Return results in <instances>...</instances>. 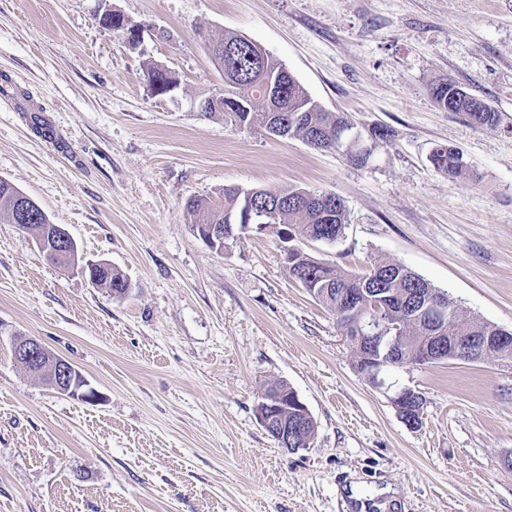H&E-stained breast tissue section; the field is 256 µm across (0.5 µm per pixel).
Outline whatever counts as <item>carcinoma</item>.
Here are the masks:
<instances>
[{
  "instance_id": "cac0c4a2",
  "label": "carcinoma",
  "mask_w": 512,
  "mask_h": 512,
  "mask_svg": "<svg viewBox=\"0 0 512 512\" xmlns=\"http://www.w3.org/2000/svg\"><path fill=\"white\" fill-rule=\"evenodd\" d=\"M212 48L223 49L224 53V97H206L202 114L213 116L224 115V120L238 126L267 127L270 117L275 112L288 121V137L299 139H318L320 148L328 149L336 140V129L348 117L324 111L312 101L293 76L278 67H269L272 56L258 44L234 33L224 35V38L213 43ZM273 82L278 88L277 95L267 100L254 96V88L264 81ZM432 98L443 110L458 112L466 116L469 123L481 127H495L500 117L495 111L486 112L480 109L484 100L476 95L472 101L456 97L454 84L441 81L432 87ZM433 166L446 174L450 179H466L476 176L469 162L456 158L453 148L438 146L433 150ZM19 190L12 184L0 180V222L13 223L12 214L15 209V198ZM260 198V207L278 206L279 221L276 226L287 228L298 238L315 240L322 224L320 213L314 206H307L298 199V190L271 191L263 188L256 189ZM243 196L241 189L230 187L224 189V199L212 202L204 198H194L187 202L186 209L192 227L197 229L205 224H224V212L230 208L241 210ZM331 224L336 226V237L344 234L348 215L341 199H336L332 212ZM289 275L295 276L306 290H311L317 281L330 284L336 294L329 298H316L321 305L336 314L341 327L355 319L353 312L341 302L345 292L352 293L359 288L377 286L375 272L381 267H389L393 262L378 259L368 269L360 273L347 272L333 264L324 262L302 252L288 258ZM89 280L97 286L109 291L122 288L127 284L124 275L109 267H94L87 272ZM389 287L398 291V304L395 309L410 312L418 302V297L435 290L430 282L420 275L400 266L398 275L390 281ZM409 327L417 336H434L441 334L451 337L461 333L470 336H486L494 328L488 322L471 318L465 311L455 308L448 316V324L431 328L427 325L420 327L409 323Z\"/></svg>"
}]
</instances>
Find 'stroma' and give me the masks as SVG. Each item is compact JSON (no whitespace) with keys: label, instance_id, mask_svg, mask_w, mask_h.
Listing matches in <instances>:
<instances>
[{"label":"stroma","instance_id":"35a3bbf8","mask_svg":"<svg viewBox=\"0 0 512 512\" xmlns=\"http://www.w3.org/2000/svg\"><path fill=\"white\" fill-rule=\"evenodd\" d=\"M115 11L141 42L103 26ZM242 35L325 111L391 131L367 165L195 109L224 91L210 42ZM178 80L151 96L149 67ZM447 79L497 127L440 109ZM0 179L113 298L0 223V512H512V368L489 359L391 370L426 398L408 428L335 314L288 274L275 229L210 249L188 199L225 188L340 197L348 224L310 255L348 271L383 256L512 330V0H0ZM459 149L478 182L428 159ZM38 338L100 393H57L12 358ZM275 383L315 425L286 452L256 405ZM86 275L92 283L110 292L114 289L123 288L127 284L125 275L109 266L94 267L91 270L89 269Z\"/></svg>","mask_w":512,"mask_h":512}]
</instances>
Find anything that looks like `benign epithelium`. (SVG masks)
Segmentation results:
<instances>
[{"instance_id":"benign-epithelium-1","label":"benign epithelium","mask_w":512,"mask_h":512,"mask_svg":"<svg viewBox=\"0 0 512 512\" xmlns=\"http://www.w3.org/2000/svg\"><path fill=\"white\" fill-rule=\"evenodd\" d=\"M32 210L23 205L19 212V229L31 234V239L42 252L65 254L72 264H78V247L74 239L59 224H44L38 233H31L27 221ZM364 300L357 303L362 316L352 324L354 336L350 340L358 352V368L371 377L377 387L386 386V371L392 365L402 367H421L445 360H468L483 362L493 357L492 348L512 346V333L503 331L498 336H454L449 340L433 336L428 341L418 340L408 335L405 322L379 320L376 313L383 312L393 303L394 294L386 292L377 297L364 291ZM450 303L437 297L426 300L421 314L426 317L447 315ZM14 359L24 363L32 372L60 394L72 398L93 401L99 392L91 386L81 371L67 359L53 355L35 337H26L14 344ZM392 401L395 405L415 406L421 401L420 392L411 387L395 390ZM281 405V395L265 397L262 408L257 410L266 431L278 444L286 448L293 437L301 431L299 419H288V415L277 414L275 409Z\"/></svg>"}]
</instances>
